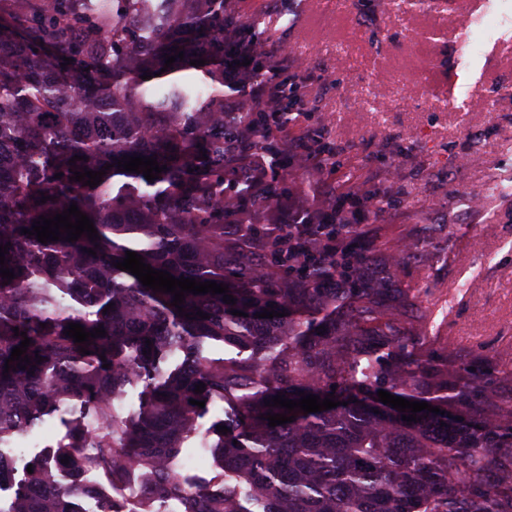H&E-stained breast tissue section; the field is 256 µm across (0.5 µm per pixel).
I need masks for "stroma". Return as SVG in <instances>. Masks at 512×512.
I'll list each match as a JSON object with an SVG mask.
<instances>
[{
	"label": "stroma",
	"instance_id": "obj_1",
	"mask_svg": "<svg viewBox=\"0 0 512 512\" xmlns=\"http://www.w3.org/2000/svg\"><path fill=\"white\" fill-rule=\"evenodd\" d=\"M230 3L242 29L261 18L258 35L308 101L286 139L329 143L363 194L387 201L356 227L363 277L403 290L401 325L460 367L512 369V194L500 190L512 181V0H426L408 14L389 0ZM473 12L488 35L464 55L459 22ZM330 178L281 173L287 193L270 210L319 202Z\"/></svg>",
	"mask_w": 512,
	"mask_h": 512
}]
</instances>
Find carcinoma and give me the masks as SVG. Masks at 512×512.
I'll use <instances>...</instances> for the list:
<instances>
[{
    "label": "carcinoma",
    "mask_w": 512,
    "mask_h": 512,
    "mask_svg": "<svg viewBox=\"0 0 512 512\" xmlns=\"http://www.w3.org/2000/svg\"><path fill=\"white\" fill-rule=\"evenodd\" d=\"M142 2L0 0V245L14 272L0 277V442L74 402L99 423L94 432L74 424L67 443L34 458L0 512H77L92 489L57 482L54 460L65 457L111 485L139 473L143 512H162L169 498L185 512H512V398L497 399L453 354L439 367L415 347L363 280L365 257L344 262L348 287L324 288L336 262L316 259L317 243L297 257L263 224L227 231L225 217L241 208L225 200V184L249 189L224 151L245 139L269 154L274 140L253 111L243 126L224 117V27L235 22L224 0H166L167 16L148 32L130 23ZM177 51L184 58L162 71ZM190 72L207 94L180 77ZM125 155L167 169L148 181L119 171ZM106 165L94 188L70 180ZM73 203L96 241L43 244L21 233ZM128 251L177 279L223 283L236 303L187 293L185 318L173 295L114 267ZM271 307L286 316L255 317ZM70 323L106 336L76 343L64 334ZM26 337L30 364L20 369L6 359ZM218 341L250 356H205ZM136 378L149 379L137 416L111 414ZM380 390L444 414L404 421ZM301 392H333L341 405L306 414L264 404ZM191 399L229 406L231 432L211 444L226 480L218 497L173 471L201 412ZM288 412L294 421L269 426L266 415Z\"/></svg>",
    "instance_id": "obj_1"
}]
</instances>
